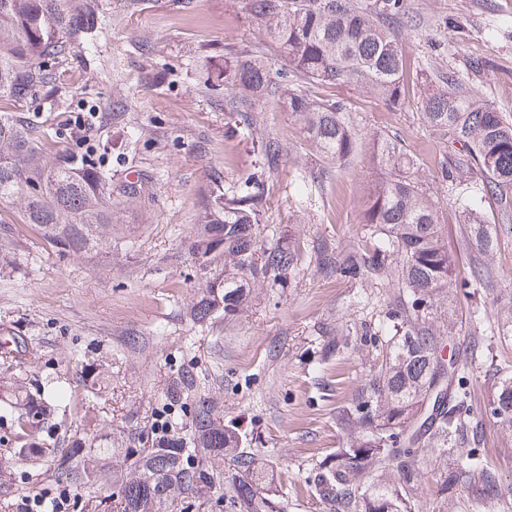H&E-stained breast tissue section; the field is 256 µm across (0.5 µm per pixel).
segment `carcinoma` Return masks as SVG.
I'll return each mask as SVG.
<instances>
[{"instance_id": "cac0c4a2", "label": "carcinoma", "mask_w": 512, "mask_h": 512, "mask_svg": "<svg viewBox=\"0 0 512 512\" xmlns=\"http://www.w3.org/2000/svg\"><path fill=\"white\" fill-rule=\"evenodd\" d=\"M241 11L277 48L296 77L321 85L352 84L396 108L405 100L404 54L394 24L405 13L404 0H240ZM100 24L98 0H0V101H23L49 83L48 62L92 41ZM227 108L251 136L254 112L281 105L318 159L344 168L362 152V135L346 105L312 99L279 81L262 57L224 47L220 74ZM455 74L422 73L419 104L424 125L442 140L462 146L466 163L482 180L477 192L494 198L501 223L512 224V123L494 105L459 89ZM256 171L226 188L215 175L206 192L189 245L200 272L201 295L190 308L198 324L232 318L243 311L250 285L283 286L303 259L299 244L264 247L259 227L266 213L265 178L282 155L274 139H255ZM376 177L363 197L358 223L368 238L379 239L340 255L326 243L316 246L317 270L326 280L378 278L398 288L385 325H364L356 339L372 346L364 384L337 408L336 426L347 434L344 446L326 456L306 477L309 497L320 512H415L413 491L420 475V453L446 449L452 464L441 491L459 490L470 507L512 512V495L501 469L480 453L482 420L474 413L468 370L482 364L480 342L512 334V322L492 324L482 307L468 311L469 356L448 363L443 342L455 327L447 301L454 285L487 287L497 237L481 222L474 197L455 203L466 224L470 251L467 275L448 254L437 206L423 190L413 157L397 141L376 135L371 142ZM133 179L118 189L84 154L55 164L44 160L40 141L20 117H0V200L20 204L27 224L74 254L112 238L118 206L142 201L146 178L129 166ZM196 387L191 370L177 374L169 400L190 408L188 437L157 442L151 448H100L83 442L65 449L57 470L75 485L98 484L101 461L112 455V486L122 512H170L181 496L207 505L212 489L224 490L230 512H282L273 466L245 447L246 435L224 425L219 399L201 396L186 403ZM66 399L52 388L32 395L18 386L9 406L14 421L47 416ZM486 409L512 433V372L495 383Z\"/></svg>"}]
</instances>
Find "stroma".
<instances>
[{
	"instance_id": "stroma-1",
	"label": "stroma",
	"mask_w": 512,
	"mask_h": 512,
	"mask_svg": "<svg viewBox=\"0 0 512 512\" xmlns=\"http://www.w3.org/2000/svg\"><path fill=\"white\" fill-rule=\"evenodd\" d=\"M122 0H102L103 24L91 49L74 48L50 67L48 94L0 103L39 134L45 158L84 151L69 122L77 113L98 112L94 132L101 166L120 184L129 163L148 174V198L121 217L110 244L76 256L49 243L33 224L23 223L17 202L0 201V392L22 384L37 393L47 384L68 390V401L48 417L31 440L66 447L81 434L109 446L131 436L132 447H151L168 419L186 435L189 420L166 396L169 379L182 369L197 376L196 394L217 397L224 422L249 434L250 448L272 462L285 512H314L299 491L309 470L344 438L336 409L363 384L372 358L356 346L331 354L335 332L378 323L393 302L395 288L370 280L322 279L314 264L302 263L284 287L254 285L242 316L207 326L194 324L187 308L200 294V274L188 254L201 195L213 173L233 183L257 165L246 134L228 137L234 124L224 92L204 91L211 69L224 62L225 46L259 52L272 69L285 68L263 34L245 20L237 0H150L120 18ZM395 29L407 67L408 93L401 106L353 85H307L310 98L342 100L362 132H381L414 154L418 176L439 210L448 251L459 267L469 254L461 246L465 226L455 204L471 194L481 175L461 169L455 186L441 178L451 147L422 123L417 74L426 66L465 78V91L493 104L512 121V0H405ZM479 73H470L472 60ZM259 133L277 139L283 159L266 182L270 204L260 240L325 241L339 252L364 244L357 222L369 161L345 169L322 166L305 146L286 112L258 114ZM324 168L321 185L293 179L295 169ZM479 209L497 245L492 287L475 296L457 294L453 307L464 318L471 302L490 320L512 309V224L499 221L493 198ZM488 361L469 376L474 406L491 388L495 363L512 361V337L484 343ZM93 370L104 379L101 394H89L79 376ZM20 431L0 410V512H40L60 504L61 512H112L104 491L63 483L44 457L18 459ZM446 456L425 453L415 490L418 512H460L444 494Z\"/></svg>"
}]
</instances>
